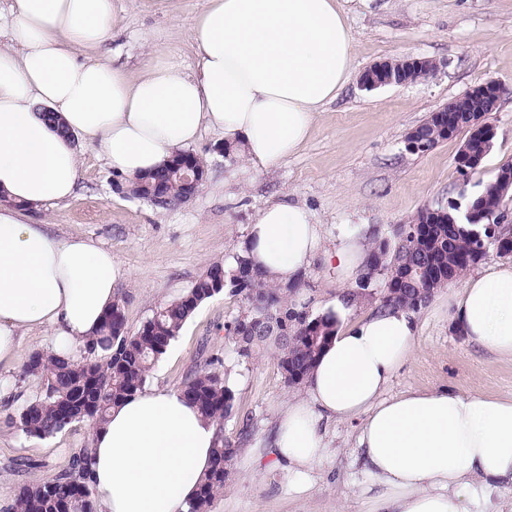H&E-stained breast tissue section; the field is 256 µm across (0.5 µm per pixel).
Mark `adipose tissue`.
I'll return each instance as SVG.
<instances>
[{
	"instance_id": "adipose-tissue-1",
	"label": "adipose tissue",
	"mask_w": 512,
	"mask_h": 512,
	"mask_svg": "<svg viewBox=\"0 0 512 512\" xmlns=\"http://www.w3.org/2000/svg\"><path fill=\"white\" fill-rule=\"evenodd\" d=\"M12 42H0V367L24 330L51 332L77 361L116 298L122 275L93 240L59 239L31 217L75 196L77 145L126 177L155 170L206 129L244 143L273 169L311 137L323 107L353 75L354 40L340 0H203L191 38L197 69L153 58L136 78L105 49L112 0H10ZM54 112L60 125L50 124ZM248 253L267 279L289 284L320 248L303 205L268 204L249 227ZM344 323L289 402L269 446L296 494L311 490L326 454L325 421L357 425L368 512H471L512 489V398L442 389L385 397L412 355L414 311L385 308ZM450 317L484 352L512 360V261L469 277ZM216 430L180 392L154 388L113 407L88 448L100 512H186L209 469Z\"/></svg>"
}]
</instances>
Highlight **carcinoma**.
<instances>
[{"instance_id":"cac0c4a2","label":"carcinoma","mask_w":512,"mask_h":512,"mask_svg":"<svg viewBox=\"0 0 512 512\" xmlns=\"http://www.w3.org/2000/svg\"><path fill=\"white\" fill-rule=\"evenodd\" d=\"M428 71L406 66L393 73L401 83L426 79ZM208 172L197 155L184 151L156 171L138 175L127 183L126 194L164 208L187 195L189 187L179 163ZM508 193L497 181L484 185L479 204L470 218H458V205L448 203L442 222L430 225L427 244L413 236L407 225L391 237H375L359 280H382L396 287V295L381 299V307L402 306L413 311L425 307L438 290L448 286V274L460 279L479 263L476 238L462 235L457 224L486 225L504 212ZM305 275L287 286L268 281L254 268L248 250L226 264L210 265L177 299L159 307L135 332L126 327L120 300L104 313L97 337L79 363H72L53 350L33 353L24 368L27 376L40 380L42 390L23 404L12 419L17 430L32 437H50L74 422L101 428L112 407L146 386L149 373L164 356L188 319L206 300L228 290L239 296L244 308L224 325L238 360L249 363L261 351L275 349L278 366L289 387L304 383L331 338L336 334V316L313 315L302 298ZM294 313L284 320L282 315ZM186 401L207 419L219 424L234 412L235 392L230 372H220L215 360L192 371L181 386ZM238 449L218 436L210 469L201 477L188 512H211L215 499L230 480ZM87 449L73 457V472L38 485H22L14 492L13 512H97L94 491L87 481L84 461Z\"/></svg>"}]
</instances>
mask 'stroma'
Wrapping results in <instances>:
<instances>
[{"label": "stroma", "mask_w": 512, "mask_h": 512, "mask_svg": "<svg viewBox=\"0 0 512 512\" xmlns=\"http://www.w3.org/2000/svg\"><path fill=\"white\" fill-rule=\"evenodd\" d=\"M355 40L354 67L403 56L437 61L426 80L376 90L351 80L320 114L306 145L278 168L259 170L247 157L225 159L224 135L204 132L191 147L208 166V177L188 202L159 208L115 189L122 177L97 151L78 147L80 187L67 202L33 218L59 238L84 236L110 249L123 276L115 290L128 330H138L160 306L184 294L216 261H232L246 244L247 229L272 201L306 206L321 230L322 251H334L355 234L371 237L409 223L420 208L466 204L498 169L512 163V0H342ZM201 0H179L176 17L143 13L135 0H116L119 25L111 55L136 76L149 54L194 71L191 29ZM495 80L506 92L489 119L496 132L481 169L462 177L455 157L466 133L414 154L406 133L470 87ZM303 296L309 310L323 312L339 292L354 289L323 259L306 269ZM451 288L440 289L417 313L415 351L398 369L385 394L452 388L512 397V361L470 345L450 319ZM240 297L224 292L202 303L153 368L148 386L177 390L208 357L221 360L235 382L233 417L225 439L240 444L231 479L211 512H367L363 471L353 459L355 423L326 427L327 454L317 464L309 493L291 489L287 466H276L268 440L288 402L304 387H287L273 352L238 363L224 325L239 314ZM51 347L49 332L22 336L12 367L0 369V512L15 489L68 471L88 447L93 429L76 422L53 436H24L10 423L23 403L39 395L26 376L30 355Z\"/></svg>", "instance_id": "35a3bbf8"}]
</instances>
